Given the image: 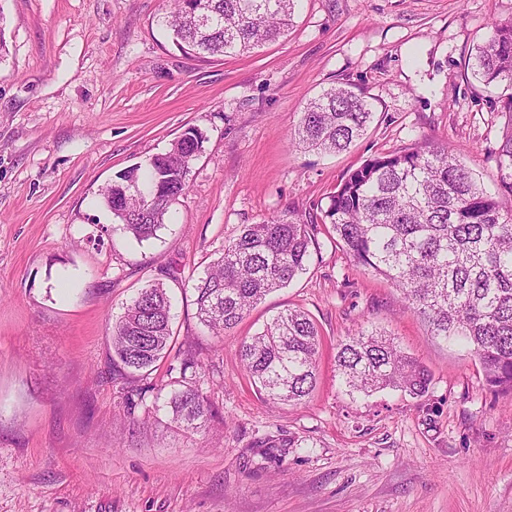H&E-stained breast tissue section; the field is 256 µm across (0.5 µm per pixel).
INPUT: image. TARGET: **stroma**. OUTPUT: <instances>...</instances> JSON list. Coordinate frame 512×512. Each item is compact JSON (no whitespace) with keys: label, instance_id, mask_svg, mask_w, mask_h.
I'll return each instance as SVG.
<instances>
[{"label":"stroma","instance_id":"1","mask_svg":"<svg viewBox=\"0 0 512 512\" xmlns=\"http://www.w3.org/2000/svg\"><path fill=\"white\" fill-rule=\"evenodd\" d=\"M173 7L0 0V512H512V394L328 225L305 273L224 336L200 324L192 288L243 225L318 220L350 170L415 142L454 148L511 209L500 92L467 62L512 0H300L288 36L207 59L174 43ZM332 85L370 98L366 134L340 154L297 148L306 103ZM190 127L205 140L187 188L136 242L100 190ZM151 282L170 292L173 342L116 379L112 326ZM287 308L319 328V379L274 407L239 346ZM362 327L419 360L424 394L347 392L336 347ZM190 380L215 411L197 433L167 407Z\"/></svg>","mask_w":512,"mask_h":512}]
</instances>
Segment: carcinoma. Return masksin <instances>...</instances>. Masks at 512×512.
I'll return each instance as SVG.
<instances>
[{"instance_id": "carcinoma-1", "label": "carcinoma", "mask_w": 512, "mask_h": 512, "mask_svg": "<svg viewBox=\"0 0 512 512\" xmlns=\"http://www.w3.org/2000/svg\"><path fill=\"white\" fill-rule=\"evenodd\" d=\"M297 0H174L164 23L176 44L203 57L237 56L284 35ZM483 85L511 93L500 100L509 117L498 151V182L512 194V22L496 23L468 59ZM373 104L346 86H332L301 113L291 140L298 147L339 152L362 137ZM203 147L190 127L170 150L126 170L101 190L126 234L140 242L156 234L187 187ZM355 264L384 277L443 341L464 338L486 381L512 393V209L505 211L465 165L438 142L379 155L350 171L321 210ZM314 224L288 211L246 224L194 283L197 317L220 336L270 292L306 269ZM171 302L161 283L142 288L112 326V361L120 375L152 367L170 346ZM321 340L307 315L287 309L243 340L249 379L275 404L300 403L317 382ZM336 368L352 392L428 389V371L394 339L360 330L338 344ZM172 422L206 428L213 408L195 386L170 399Z\"/></svg>"}]
</instances>
